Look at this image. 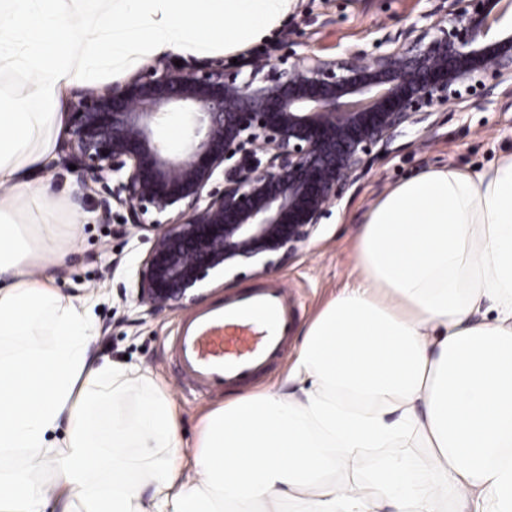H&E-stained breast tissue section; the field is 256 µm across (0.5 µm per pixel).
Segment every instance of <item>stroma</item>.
Instances as JSON below:
<instances>
[{"label":"stroma","mask_w":512,"mask_h":512,"mask_svg":"<svg viewBox=\"0 0 512 512\" xmlns=\"http://www.w3.org/2000/svg\"><path fill=\"white\" fill-rule=\"evenodd\" d=\"M437 0H296L288 20L261 47L224 56L225 69L268 51L271 59L293 53L339 56L363 51L377 53L389 31L421 20ZM437 124L423 134L419 147L380 156L363 179L323 219L298 255L284 266L215 281L196 302L207 306L227 295L266 286L287 288L295 323L286 349L274 364L242 383L219 392L186 386L172 362V344L187 307L176 306L152 317L137 319L130 296V276L151 246L139 231L113 216L99 220L93 185L82 184L63 167L50 172L51 188L66 193L70 207L84 212L74 234L77 248L52 272L54 285L65 296L87 301L98 334L93 353L113 362L149 369L172 393L186 444H193L201 417L239 394L276 386L299 348L304 328L344 288L359 279L357 234L374 203L401 181L431 168L480 171L499 157L512 154V101L491 103L472 99L440 107Z\"/></svg>","instance_id":"stroma-1"}]
</instances>
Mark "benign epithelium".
I'll use <instances>...</instances> for the list:
<instances>
[{"instance_id": "1", "label": "benign epithelium", "mask_w": 512, "mask_h": 512, "mask_svg": "<svg viewBox=\"0 0 512 512\" xmlns=\"http://www.w3.org/2000/svg\"><path fill=\"white\" fill-rule=\"evenodd\" d=\"M501 3L439 0L371 58L163 63L73 90L59 163L99 185L102 220L117 206L153 234L132 275L136 307L185 306L229 272L288 262L380 153L416 144L401 142L410 128H431L450 102L511 96ZM172 113L191 119L180 151L157 135Z\"/></svg>"}]
</instances>
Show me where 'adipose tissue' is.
Here are the masks:
<instances>
[{"mask_svg": "<svg viewBox=\"0 0 512 512\" xmlns=\"http://www.w3.org/2000/svg\"><path fill=\"white\" fill-rule=\"evenodd\" d=\"M82 3L0 7V70L25 76L0 85V512H512V154L387 191L358 233L361 281L281 386L204 416L185 466L168 389L91 360L97 328L48 274L76 246L64 198L28 177L66 88L244 50L293 0H113L87 24Z\"/></svg>", "mask_w": 512, "mask_h": 512, "instance_id": "adipose-tissue-1", "label": "adipose tissue"}]
</instances>
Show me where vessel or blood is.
<instances>
[{
    "label": "vessel or blood",
    "instance_id": "1",
    "mask_svg": "<svg viewBox=\"0 0 512 512\" xmlns=\"http://www.w3.org/2000/svg\"><path fill=\"white\" fill-rule=\"evenodd\" d=\"M294 312L286 288L245 291L187 313L173 361L193 388L221 390L254 377L280 357Z\"/></svg>",
    "mask_w": 512,
    "mask_h": 512
}]
</instances>
